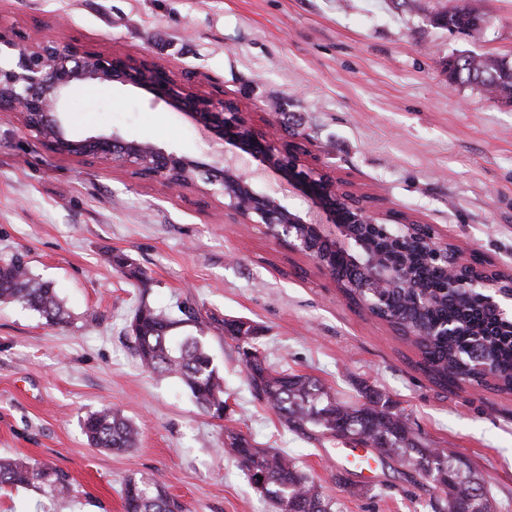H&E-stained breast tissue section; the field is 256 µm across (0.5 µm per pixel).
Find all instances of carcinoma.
I'll use <instances>...</instances> for the list:
<instances>
[{
  "label": "carcinoma",
  "instance_id": "1",
  "mask_svg": "<svg viewBox=\"0 0 512 512\" xmlns=\"http://www.w3.org/2000/svg\"><path fill=\"white\" fill-rule=\"evenodd\" d=\"M484 14L467 7H454L433 15L437 27L467 37L480 33L474 23ZM451 81L467 82L494 99H512V61L485 54H461L446 63ZM106 261L127 278L148 286L150 278L121 255ZM414 276L434 299L421 313L409 305V296L393 295L385 306L397 311L405 322L424 330L438 322L453 321L454 336L409 337L420 350L425 369L440 385L456 380L492 376L499 388L512 391V327L492 320L475 294L464 297L444 288V274L424 260L413 264ZM21 302L52 326L68 324L69 314L55 289L37 280L19 256L0 261V303ZM174 318L145 302L137 306L132 329L134 351L141 366L158 378L174 376L207 412L221 408L224 379L204 342L208 330L194 309ZM224 337L236 342L254 396L265 402L291 432L309 439L320 435L374 451L382 461L390 459L407 468L413 479H430L443 488L445 498L433 505L434 512H490L483 478L460 456L438 451L415 435L404 418L393 412L389 401L373 389L364 401L349 404L336 398L318 379L277 371L252 352L254 328L240 318H224L219 324ZM88 440L98 448L125 451L135 447L138 430L109 406L94 411L83 421ZM224 452L247 475L250 483L278 512H335V502L325 497L313 481L285 455L260 448L241 431L224 429ZM49 487L54 498L67 499L75 489L69 476L27 458L0 457V490ZM124 512H184V506L165 487L154 481L129 479L123 489Z\"/></svg>",
  "mask_w": 512,
  "mask_h": 512
}]
</instances>
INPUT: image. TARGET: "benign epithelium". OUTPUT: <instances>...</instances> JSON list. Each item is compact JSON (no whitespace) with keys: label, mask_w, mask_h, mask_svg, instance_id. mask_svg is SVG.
Returning a JSON list of instances; mask_svg holds the SVG:
<instances>
[{"label":"benign epithelium","mask_w":512,"mask_h":512,"mask_svg":"<svg viewBox=\"0 0 512 512\" xmlns=\"http://www.w3.org/2000/svg\"><path fill=\"white\" fill-rule=\"evenodd\" d=\"M0 112H13L23 129L35 133L55 154L110 161L142 173L173 192L195 190L223 199L227 224H255L263 233L288 245L322 274L342 287L330 264L331 253L343 254L350 270L363 274L360 288L372 292L415 289L412 304L422 310L432 299L414 283L408 263L393 260L390 247L419 252L444 272L446 287L462 294L482 293L484 303L512 320V275L493 265L470 270L465 248L412 215L395 214L372 205L371 197L354 191L296 141H283L271 123L258 127L224 92L202 93L175 71L146 57L105 55L85 48L65 34L20 43L0 25ZM120 84L143 89L218 139L251 155L308 197L328 218L318 224L291 209L276 195L261 190L239 170L206 163L152 144L100 134L74 140L59 117L62 99L82 83Z\"/></svg>","instance_id":"obj_1"}]
</instances>
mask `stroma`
I'll return each mask as SVG.
<instances>
[{
    "label": "stroma",
    "mask_w": 512,
    "mask_h": 512,
    "mask_svg": "<svg viewBox=\"0 0 512 512\" xmlns=\"http://www.w3.org/2000/svg\"><path fill=\"white\" fill-rule=\"evenodd\" d=\"M0 0V24L40 39L66 35L103 53L148 56L223 88L299 137L338 176L389 208L418 216L512 269V103L449 81L463 53L512 59V0ZM466 4L491 24L476 37L434 27L431 10ZM64 119L83 138L117 133L255 176L259 162L210 148L185 114L135 87L84 83ZM145 270L138 287L102 260ZM22 256L70 313L45 324L0 304V456L67 472L76 489L55 512H123L127 479L156 480L186 512H276L222 451L225 426L291 458L338 512H432L435 482L408 480L391 461L348 475L344 443L289 431L256 399L234 341L207 343L224 378L223 419L175 379L140 366L129 324L139 302L203 321L242 317L274 368L319 379L361 403L379 391L431 447L464 457L494 512H512V394L442 388L420 351L352 306L333 281L251 224H228L218 200L177 195L109 162L54 155L0 112V259ZM103 406L140 430L136 447H91L82 420Z\"/></svg>",
    "instance_id": "obj_1"
}]
</instances>
